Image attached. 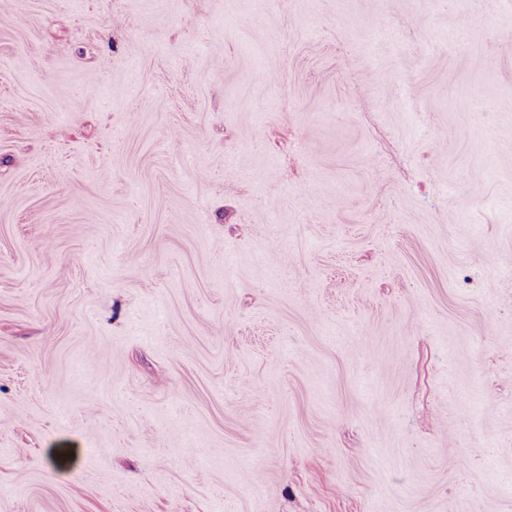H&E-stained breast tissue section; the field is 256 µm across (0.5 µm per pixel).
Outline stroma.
<instances>
[{
    "label": "stroma",
    "mask_w": 512,
    "mask_h": 512,
    "mask_svg": "<svg viewBox=\"0 0 512 512\" xmlns=\"http://www.w3.org/2000/svg\"><path fill=\"white\" fill-rule=\"evenodd\" d=\"M509 26L0 0V512H512Z\"/></svg>",
    "instance_id": "1"
}]
</instances>
